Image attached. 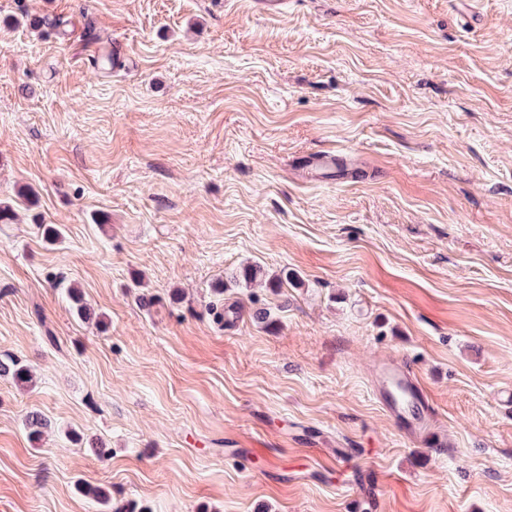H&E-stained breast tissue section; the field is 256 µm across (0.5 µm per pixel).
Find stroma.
Listing matches in <instances>:
<instances>
[{"label": "stroma", "mask_w": 512, "mask_h": 512, "mask_svg": "<svg viewBox=\"0 0 512 512\" xmlns=\"http://www.w3.org/2000/svg\"><path fill=\"white\" fill-rule=\"evenodd\" d=\"M456 2L0 0V512H512V0ZM10 377L18 386H28L32 383L33 374L31 369L15 358L0 360V377ZM376 382L383 408L399 423L405 419L404 410L409 405L416 410L414 420H407L402 426L408 438L418 442L428 439L435 446L446 443L445 434L433 425L428 396L411 368L395 360L385 362L380 367V380Z\"/></svg>", "instance_id": "obj_1"}]
</instances>
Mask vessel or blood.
<instances>
[{"label":"vessel or blood","instance_id":"1","mask_svg":"<svg viewBox=\"0 0 512 512\" xmlns=\"http://www.w3.org/2000/svg\"><path fill=\"white\" fill-rule=\"evenodd\" d=\"M378 386L385 411L401 421L408 438L445 444L446 436L434 427L428 396L411 368L395 360L383 363Z\"/></svg>","mask_w":512,"mask_h":512}]
</instances>
